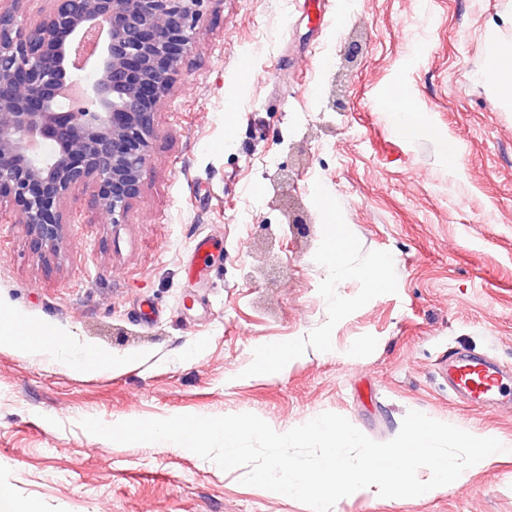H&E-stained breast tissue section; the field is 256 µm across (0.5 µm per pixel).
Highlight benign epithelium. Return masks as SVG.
I'll return each instance as SVG.
<instances>
[{
    "mask_svg": "<svg viewBox=\"0 0 512 512\" xmlns=\"http://www.w3.org/2000/svg\"><path fill=\"white\" fill-rule=\"evenodd\" d=\"M0 7V203L41 260L83 185L119 221L141 194L155 114L197 36L204 0H28Z\"/></svg>",
    "mask_w": 512,
    "mask_h": 512,
    "instance_id": "1",
    "label": "benign epithelium"
}]
</instances>
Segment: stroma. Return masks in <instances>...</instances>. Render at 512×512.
<instances>
[{"mask_svg": "<svg viewBox=\"0 0 512 512\" xmlns=\"http://www.w3.org/2000/svg\"><path fill=\"white\" fill-rule=\"evenodd\" d=\"M493 31L512 40V0H204L123 218L76 188L48 275L0 211V482L36 512H310L173 443L91 435L87 417L248 412L280 431L332 412L385 442L417 411L512 447V415L454 399L441 368L452 350L512 368V106L486 75ZM401 87L421 116L410 138L385 109ZM281 169L311 219L297 233ZM383 259L379 286L363 272ZM13 322L105 361L19 344ZM336 512H512V456L430 500L368 493Z\"/></svg>", "mask_w": 512, "mask_h": 512, "instance_id": "35a3bbf8", "label": "stroma"}]
</instances>
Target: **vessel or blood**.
Masks as SVG:
<instances>
[{"label":"vessel or blood","instance_id":"b4317fda","mask_svg":"<svg viewBox=\"0 0 512 512\" xmlns=\"http://www.w3.org/2000/svg\"><path fill=\"white\" fill-rule=\"evenodd\" d=\"M453 390L471 405L512 411V371L483 357L453 354L446 366Z\"/></svg>","mask_w":512,"mask_h":512}]
</instances>
